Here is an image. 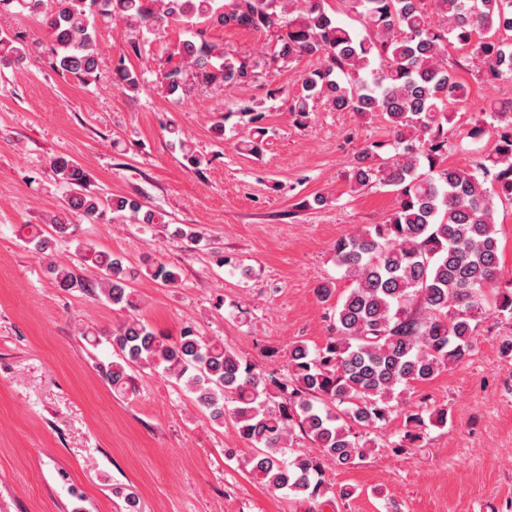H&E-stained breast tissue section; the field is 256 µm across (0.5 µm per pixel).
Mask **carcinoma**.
I'll use <instances>...</instances> for the list:
<instances>
[{"mask_svg": "<svg viewBox=\"0 0 512 512\" xmlns=\"http://www.w3.org/2000/svg\"><path fill=\"white\" fill-rule=\"evenodd\" d=\"M361 18L362 36L329 13L327 0H0L43 17L55 68L80 80L95 76L94 13L143 39L158 36L172 21L190 28L232 25L273 33L271 58L291 63L318 56L323 63L303 75L289 111L304 126L319 104L335 112L382 116L391 139L373 142L356 156L348 174L356 190L386 187L396 206L381 224L336 241V265L351 286L331 310V336L320 347L295 343L288 349L287 378L268 377L250 361L205 341L193 326L172 341L137 318L112 332L116 361L105 376L118 394L135 390L131 371L160 369L184 383L196 403L218 425L230 419L251 446L249 473L262 486L289 495L317 498L322 461L349 467L365 460L379 423L396 410V395L465 360L472 347V322L491 309L512 318V289L500 287L495 214L512 205V101H492L475 115L463 138L493 133L490 149L466 163L448 165V128L461 111L466 87L448 64V46L466 51L487 79L512 76V0H344ZM446 17L434 29L428 3ZM25 45L0 35V60L21 63ZM177 55L203 85L244 84L259 75L261 61L234 56L207 40L203 31L179 43ZM123 89L142 88L140 75L115 71ZM162 92L185 90L182 68L158 78ZM250 124L239 149L262 152L266 114L249 108ZM53 167L67 188L64 208L94 220L103 212L135 224H162L164 214L135 197L103 199L86 188L87 174L63 157ZM48 229L31 230L27 243L45 256L72 225L58 215ZM92 278L81 283L71 268L55 261L49 271L64 288L99 291L114 305L135 309L131 284L146 276L174 285L178 274L162 262L137 270L110 252L81 248ZM448 410L406 413L412 441L428 426H443ZM300 431L319 452L285 456Z\"/></svg>", "mask_w": 512, "mask_h": 512, "instance_id": "obj_1", "label": "carcinoma"}]
</instances>
